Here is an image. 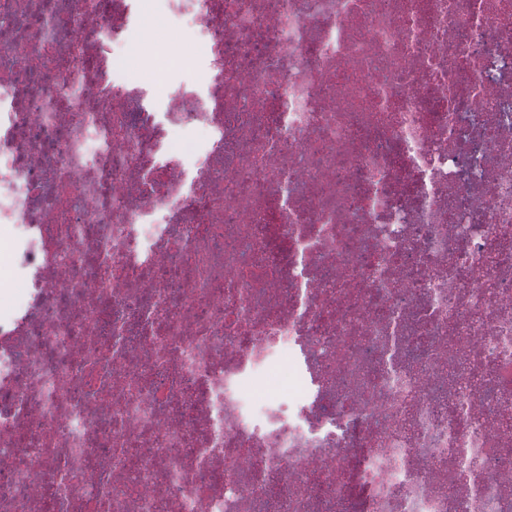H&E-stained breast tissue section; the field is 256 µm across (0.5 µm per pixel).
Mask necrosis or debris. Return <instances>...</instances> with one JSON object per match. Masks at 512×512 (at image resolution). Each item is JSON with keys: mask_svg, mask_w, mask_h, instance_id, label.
I'll list each match as a JSON object with an SVG mask.
<instances>
[{"mask_svg": "<svg viewBox=\"0 0 512 512\" xmlns=\"http://www.w3.org/2000/svg\"><path fill=\"white\" fill-rule=\"evenodd\" d=\"M0 512H512V0H0Z\"/></svg>", "mask_w": 512, "mask_h": 512, "instance_id": "necrosis-or-debris-1", "label": "necrosis or debris"}]
</instances>
